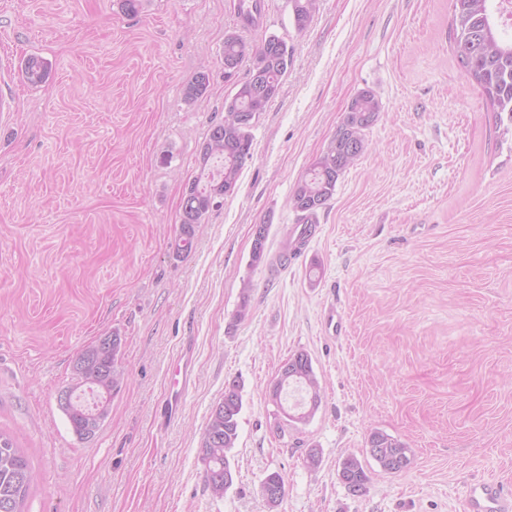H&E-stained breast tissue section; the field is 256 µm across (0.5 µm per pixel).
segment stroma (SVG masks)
Segmentation results:
<instances>
[{"label":"stroma","instance_id":"35a3bbf8","mask_svg":"<svg viewBox=\"0 0 512 512\" xmlns=\"http://www.w3.org/2000/svg\"><path fill=\"white\" fill-rule=\"evenodd\" d=\"M237 4L141 0L128 15L121 0H0V431L35 475L25 512H464L471 484L512 487V134L464 77L451 0H318L302 32L290 0H261L252 26ZM231 33L277 35L291 60L235 191L179 254L184 185L249 69L225 71ZM31 55L50 67L37 86ZM203 69L207 93L185 102ZM364 90L382 103L368 149L285 259L291 192ZM115 332L126 381L83 442L57 396L75 356ZM299 351L320 404L288 423L268 392ZM233 379L243 407L219 499L199 448ZM375 430L411 448L408 468L369 456ZM349 455L369 476L358 495L339 478ZM273 471L286 495L270 509ZM24 79L31 85L44 83L49 77V65L42 58L30 56L23 62ZM183 365L179 368L177 376L171 382V387L168 391V395L163 403L164 414L169 418H174L181 407L184 390L191 373V360L184 354L181 357Z\"/></svg>","mask_w":512,"mask_h":512}]
</instances>
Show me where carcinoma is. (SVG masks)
Instances as JSON below:
<instances>
[{
  "label": "carcinoma",
  "instance_id": "1",
  "mask_svg": "<svg viewBox=\"0 0 512 512\" xmlns=\"http://www.w3.org/2000/svg\"><path fill=\"white\" fill-rule=\"evenodd\" d=\"M495 0H452L453 49L468 81L479 86L496 110L504 131H512V39L507 41L499 33L493 11ZM294 24L297 31L306 29L317 9V0H292ZM291 53L287 43L275 36L266 37L259 44H251L235 34L224 38V68H235L242 61H250L249 75L237 85L235 94L224 101V121L212 126L199 153L201 171L184 188L179 216L177 249L192 248L196 227L206 215L220 205V199L232 193L241 170L252 157L251 127L231 120L235 113L264 111L277 95L282 75L288 69ZM24 79L31 85L44 83L49 77V65L42 58L30 56L23 62ZM210 84L209 73L200 71L185 89V98L195 100L205 94ZM382 109L377 96L365 90L349 104L336 127L326 150L315 159L298 180L289 199L303 225L300 238L289 243V251L296 254L306 237L318 223V212L332 198L340 176L367 148L366 131L376 122ZM220 162L216 171L210 170L212 161ZM122 338L112 334V349L101 354L98 344L92 343L74 359L72 374L76 386L86 385L101 392L116 394L124 381L121 362ZM289 360L294 371L280 379L276 398L272 403L283 408L282 394L293 387L305 391L302 376L313 371L308 354L298 352ZM234 392L225 396L211 410L205 428L200 459L205 467V482L216 497L224 496L226 488L214 484V475L231 472L230 452L238 439L239 415L242 410L241 384L231 380ZM110 405L100 413V422L90 429L77 413H66L73 433L82 441L93 439L109 416ZM368 443L375 445L370 456L388 473H398L395 459L411 463L412 450L400 440L380 431L370 434ZM341 482L352 494H360L369 480L357 457H345L339 470ZM34 475L26 458L13 441L0 433V512H23V506Z\"/></svg>",
  "mask_w": 512,
  "mask_h": 512
}]
</instances>
